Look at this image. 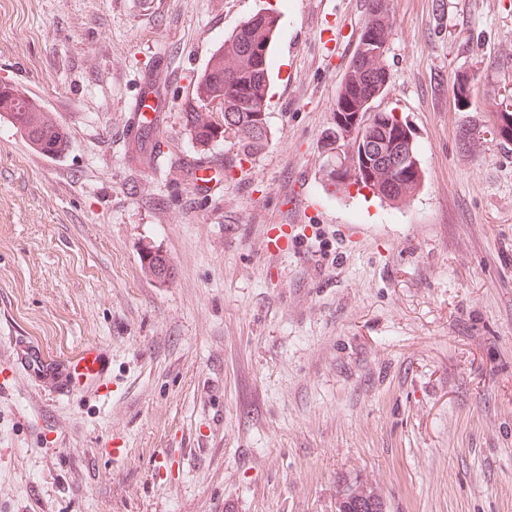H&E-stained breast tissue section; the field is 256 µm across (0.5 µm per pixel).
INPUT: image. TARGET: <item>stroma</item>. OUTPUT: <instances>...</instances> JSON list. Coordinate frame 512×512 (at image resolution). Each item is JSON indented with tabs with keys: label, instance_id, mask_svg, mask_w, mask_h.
<instances>
[{
	"label": "stroma",
	"instance_id": "stroma-1",
	"mask_svg": "<svg viewBox=\"0 0 512 512\" xmlns=\"http://www.w3.org/2000/svg\"><path fill=\"white\" fill-rule=\"evenodd\" d=\"M391 6L381 106L426 169L400 208L323 183L366 0H0V82L69 137L48 157L0 119V512H331L355 474L389 512H512V146L448 92L512 56V0ZM262 8L280 16L270 138L241 161L232 138L197 146L183 114ZM148 79L161 151L231 178L203 191L146 162L126 119ZM149 246L169 281L146 274ZM15 338L103 347L108 393L58 397Z\"/></svg>",
	"mask_w": 512,
	"mask_h": 512
}]
</instances>
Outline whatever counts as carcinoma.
Masks as SVG:
<instances>
[{"mask_svg":"<svg viewBox=\"0 0 512 512\" xmlns=\"http://www.w3.org/2000/svg\"><path fill=\"white\" fill-rule=\"evenodd\" d=\"M279 25L274 12L258 11L234 29L212 53L199 76L193 102L185 115L191 138L201 144L228 136L237 154L249 159L268 143L266 110L271 72V48ZM392 32L390 0H367L362 32L345 69L334 111L357 117L351 128L333 126L328 136L348 140L342 156L327 165L326 186L347 192L352 185L374 191L394 206L414 199L425 172L413 133L404 119L376 103L389 92L385 55ZM490 112L492 126L512 128V102H497ZM0 118L10 121L26 139L37 141L39 152L55 154L67 148L65 128L26 89L0 83ZM362 145H357V140Z\"/></svg>","mask_w":512,"mask_h":512,"instance_id":"obj_1","label":"carcinoma"}]
</instances>
